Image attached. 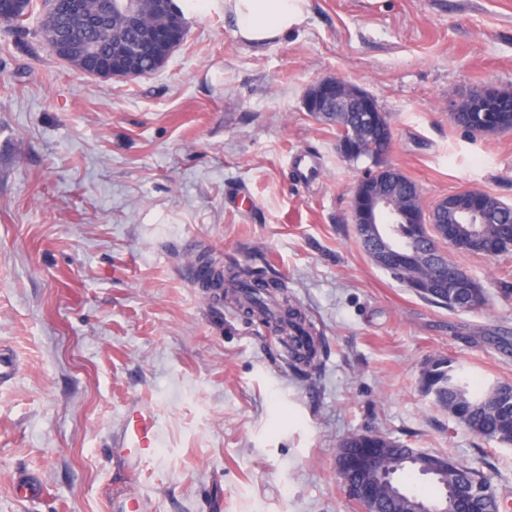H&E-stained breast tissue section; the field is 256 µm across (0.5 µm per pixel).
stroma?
Returning a JSON list of instances; mask_svg holds the SVG:
<instances>
[{"label": "stroma", "instance_id": "1", "mask_svg": "<svg viewBox=\"0 0 512 512\" xmlns=\"http://www.w3.org/2000/svg\"><path fill=\"white\" fill-rule=\"evenodd\" d=\"M157 72L103 81L0 23V512H357L339 443L366 431L479 468L512 505V446L420 388L454 358L512 384V254L461 256L482 308L432 305L362 249L352 191L368 164L303 107L340 77L388 116L386 156L424 208L478 189L512 205V134L458 125L480 87L512 90V0H306L303 23L242 43L224 0H185ZM279 279L320 332L294 370L274 333L212 300L199 257ZM146 404L156 454L113 440ZM42 496H17V477Z\"/></svg>", "mask_w": 512, "mask_h": 512}]
</instances>
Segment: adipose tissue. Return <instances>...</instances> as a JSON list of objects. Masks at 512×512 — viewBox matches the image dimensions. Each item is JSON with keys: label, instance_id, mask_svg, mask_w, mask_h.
I'll list each match as a JSON object with an SVG mask.
<instances>
[{"label": "adipose tissue", "instance_id": "1", "mask_svg": "<svg viewBox=\"0 0 512 512\" xmlns=\"http://www.w3.org/2000/svg\"><path fill=\"white\" fill-rule=\"evenodd\" d=\"M305 0H224L234 18L235 35L252 45L287 36L304 18Z\"/></svg>", "mask_w": 512, "mask_h": 512}]
</instances>
